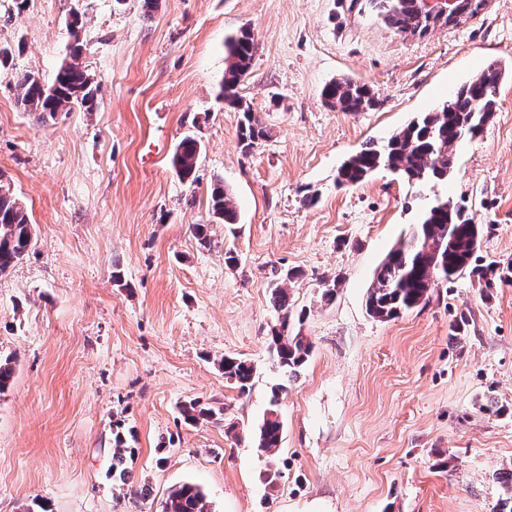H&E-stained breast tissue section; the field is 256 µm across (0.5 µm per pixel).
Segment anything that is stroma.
I'll use <instances>...</instances> for the list:
<instances>
[{"label": "stroma", "mask_w": 512, "mask_h": 512, "mask_svg": "<svg viewBox=\"0 0 512 512\" xmlns=\"http://www.w3.org/2000/svg\"><path fill=\"white\" fill-rule=\"evenodd\" d=\"M243 28L255 53L239 94L269 131L249 151L218 96L225 43ZM77 40L96 106L41 122L19 105L15 77L52 80ZM0 45L14 50L0 72V183L34 226L29 255L0 274V359L13 367L0 394V512H161L184 483L203 488L210 512H499L512 470V283L439 280L425 305L386 321L365 298L436 197L484 226L480 264H512V74L482 136L454 145L448 181L336 176L492 62L512 70V0L423 36L362 0H157L149 14L142 0H0ZM339 78L369 86L376 106L326 107L321 91ZM187 135L201 143L192 182L171 164ZM219 180L232 225L212 217ZM287 269L298 273L290 311L313 344L290 379L267 350L279 318L268 285ZM225 357L253 365L248 392L225 380ZM280 383L270 485L255 433ZM191 400L223 406V421L185 424ZM117 415L135 432L143 500L112 481Z\"/></svg>", "instance_id": "1"}]
</instances>
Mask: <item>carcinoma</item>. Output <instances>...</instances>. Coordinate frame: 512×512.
Returning <instances> with one entry per match:
<instances>
[{"mask_svg":"<svg viewBox=\"0 0 512 512\" xmlns=\"http://www.w3.org/2000/svg\"><path fill=\"white\" fill-rule=\"evenodd\" d=\"M368 8L390 17L400 29L417 25L414 0H369ZM81 43L72 47L71 60L61 64L52 82L34 73L16 77L17 99L42 122L52 121L60 112L76 107L87 111L96 105V86L85 87L88 74L80 63ZM254 43L250 31L243 29L226 43L222 96L224 102L240 112L238 140L242 149L250 150L268 138L266 126L251 106L237 94L240 83L249 74ZM498 63H491L477 78L461 84L450 100L436 112H423L387 140L368 142L350 156L340 169L339 182L358 184L379 169H387L414 183L428 185L448 180L453 168L452 147L458 141L478 138L496 112L500 74ZM322 98L330 108L343 112H361L376 105L370 89L348 80H334L322 89ZM201 153L199 141L184 137L172 157L177 174L195 181ZM210 206L215 219L224 224L237 221L233 196L216 181L210 190ZM483 225L466 214V207L448 198H437L422 209L420 220L409 237L390 251L375 270L368 288L365 308L369 316L392 320L417 308L429 299L435 280L452 281L465 271L492 283L512 276V267L499 271L492 266L477 265L476 251L483 235ZM33 246V226L25 206L8 189L0 185V274L23 260ZM271 300L282 313L278 328L271 330L269 355L288 374L295 375L311 355L312 343L304 336L290 333L291 313L288 293L281 283L269 285ZM224 377L244 393L252 386L254 368L247 362L227 357L221 362ZM224 408L191 401L182 408L187 424L220 421ZM282 423L277 412L269 410L256 434L257 448L271 452L279 447ZM135 449L128 446L121 420L112 423V479L119 485L133 483ZM162 512H209L207 496L194 484L172 488L163 502Z\"/></svg>","mask_w":512,"mask_h":512,"instance_id":"obj_1","label":"carcinoma"}]
</instances>
